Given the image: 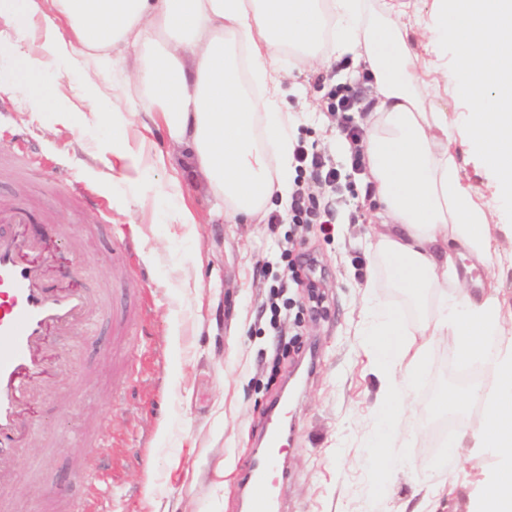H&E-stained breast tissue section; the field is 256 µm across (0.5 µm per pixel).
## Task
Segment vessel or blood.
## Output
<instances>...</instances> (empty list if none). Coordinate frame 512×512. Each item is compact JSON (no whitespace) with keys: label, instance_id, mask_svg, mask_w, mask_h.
I'll use <instances>...</instances> for the list:
<instances>
[{"label":"vessel or blood","instance_id":"obj_1","mask_svg":"<svg viewBox=\"0 0 512 512\" xmlns=\"http://www.w3.org/2000/svg\"><path fill=\"white\" fill-rule=\"evenodd\" d=\"M11 234H0V488L16 475L20 448L35 423L24 422L33 395L30 384L47 371V338L88 331L95 298L77 290H57L45 283L46 265L38 243L28 236V215L15 211L5 218ZM287 404H280L263 435V453L246 469L241 485L246 512H287L281 488L288 479L282 459L291 443L283 424Z\"/></svg>","mask_w":512,"mask_h":512}]
</instances>
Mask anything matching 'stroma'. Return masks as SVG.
Returning a JSON list of instances; mask_svg holds the SVG:
<instances>
[{"instance_id":"obj_1","label":"stroma","mask_w":512,"mask_h":512,"mask_svg":"<svg viewBox=\"0 0 512 512\" xmlns=\"http://www.w3.org/2000/svg\"><path fill=\"white\" fill-rule=\"evenodd\" d=\"M387 2L404 7L423 92L463 123L475 105L445 84L454 53L434 43L433 0ZM37 48L28 39L0 43V209L29 211L31 232L59 246L76 241L73 260L88 262L79 284L103 303L89 335L52 340L67 356L66 374L42 391L39 433L15 484L0 494L9 512H63L52 501L59 491L81 512H241L239 480L256 430L298 359L274 363L280 331L319 347L316 371L288 405V512H414L424 502L433 512H468L494 458L467 447L448 456L424 410L460 389L452 344L429 348L415 404L402 410L393 454L413 468L379 476L370 446L378 382L362 308L376 208L320 85L359 79L363 62L339 63L329 41L315 68L295 67L287 52L276 66L288 133L329 155L341 174L328 237L316 224L232 223L223 198L188 167L189 145H173L160 126L147 134L105 120L139 97L137 47L114 46L115 66L91 87L95 59L87 54L24 74L21 60ZM45 84L59 86L60 97L40 99ZM85 86L88 103L74 95ZM463 177L491 204L495 223L512 222V204L494 201L493 178L474 158ZM186 206L195 226L181 222ZM292 238L316 258L314 273L285 270L280 255ZM313 291L321 297L314 319ZM274 302L286 304L289 321L272 319ZM85 434L105 455L92 482L79 465Z\"/></svg>"}]
</instances>
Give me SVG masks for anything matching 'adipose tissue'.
<instances>
[{
	"label": "adipose tissue",
	"mask_w": 512,
	"mask_h": 512,
	"mask_svg": "<svg viewBox=\"0 0 512 512\" xmlns=\"http://www.w3.org/2000/svg\"><path fill=\"white\" fill-rule=\"evenodd\" d=\"M57 16L41 15L43 52L24 60L36 74L74 48L95 52L110 72L114 43L139 45L138 108L113 113L127 126L139 114L164 124L170 138L188 143L210 189L233 221L287 210L294 183L286 173L294 143L285 132L284 93L275 77L282 49L310 68L328 31L342 30L338 53L363 58L377 92L365 113L364 155L380 221L372 225L363 314L372 368L380 382L378 422L398 418L422 378L428 345L451 339L458 357L487 370L491 389L476 386L441 394L438 416L477 405V425L448 440L493 449L498 463L469 512H512V303L500 297L497 277L479 292L466 288L459 258L493 267L512 249L491 232L493 212L464 185L452 150L463 138L493 174L495 195L512 201V0H435L441 43L456 49V74L467 80L477 108L463 128L419 90L416 56L400 15L370 0H56ZM191 65H184V57ZM388 283L413 305L436 300L433 316L408 330L400 309L378 302Z\"/></svg>",
	"instance_id": "ef3b65f1"
}]
</instances>
